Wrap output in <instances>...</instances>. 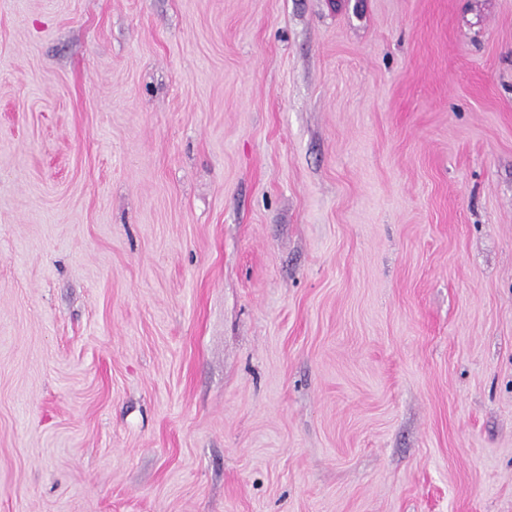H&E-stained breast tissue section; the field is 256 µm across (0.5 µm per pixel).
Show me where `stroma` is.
<instances>
[{
	"label": "stroma",
	"instance_id": "35a3bbf8",
	"mask_svg": "<svg viewBox=\"0 0 512 512\" xmlns=\"http://www.w3.org/2000/svg\"><path fill=\"white\" fill-rule=\"evenodd\" d=\"M0 512H512V0H0Z\"/></svg>",
	"mask_w": 512,
	"mask_h": 512
}]
</instances>
